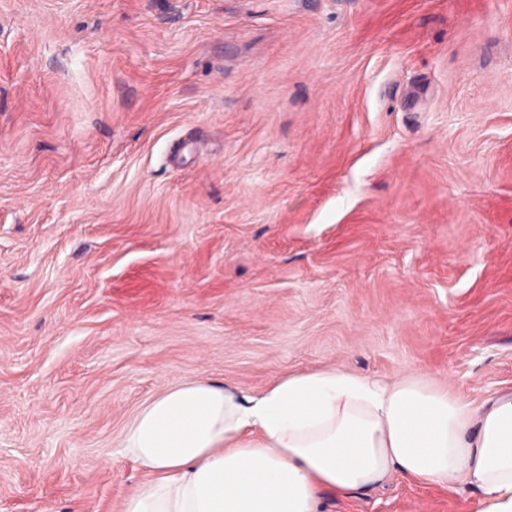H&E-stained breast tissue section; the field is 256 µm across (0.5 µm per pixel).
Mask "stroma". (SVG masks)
Listing matches in <instances>:
<instances>
[{
    "mask_svg": "<svg viewBox=\"0 0 512 512\" xmlns=\"http://www.w3.org/2000/svg\"><path fill=\"white\" fill-rule=\"evenodd\" d=\"M331 368L512 390V0H0V512H122L153 397Z\"/></svg>",
    "mask_w": 512,
    "mask_h": 512,
    "instance_id": "obj_1",
    "label": "stroma"
}]
</instances>
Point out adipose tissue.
<instances>
[{"label":"adipose tissue","instance_id":"obj_1","mask_svg":"<svg viewBox=\"0 0 512 512\" xmlns=\"http://www.w3.org/2000/svg\"><path fill=\"white\" fill-rule=\"evenodd\" d=\"M120 446L147 478L123 512H319L401 476L512 512V392L477 404L407 378L287 375L250 394L192 381L145 403Z\"/></svg>","mask_w":512,"mask_h":512}]
</instances>
